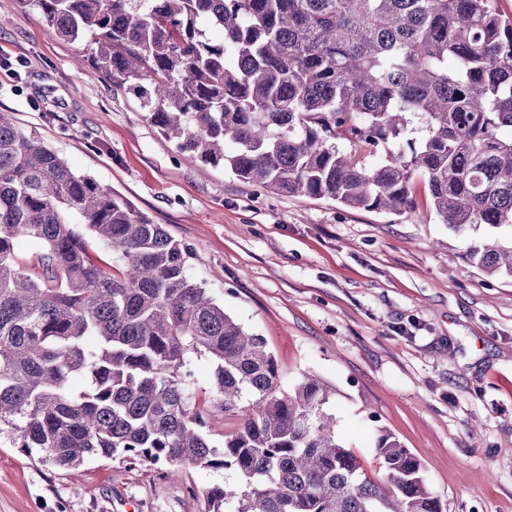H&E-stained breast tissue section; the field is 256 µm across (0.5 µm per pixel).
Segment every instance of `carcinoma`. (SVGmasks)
<instances>
[{
  "label": "carcinoma",
  "instance_id": "carcinoma-1",
  "mask_svg": "<svg viewBox=\"0 0 512 512\" xmlns=\"http://www.w3.org/2000/svg\"><path fill=\"white\" fill-rule=\"evenodd\" d=\"M18 2L49 35L84 45L81 61L133 93L190 160L394 215L416 209L419 178L455 232L512 230V135H501L512 16L499 0ZM23 241L42 246L28 264ZM466 256L512 275V241ZM188 259L162 225L0 113V433L54 467L98 457L174 475L234 470L239 483L209 488L205 512H446L421 460L383 427V474L368 477L336 436L333 387L304 373L285 391L265 339ZM202 356L207 406L186 370ZM215 411L237 420L220 447Z\"/></svg>",
  "mask_w": 512,
  "mask_h": 512
}]
</instances>
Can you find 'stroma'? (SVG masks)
I'll return each instance as SVG.
<instances>
[{
    "label": "stroma",
    "instance_id": "obj_1",
    "mask_svg": "<svg viewBox=\"0 0 512 512\" xmlns=\"http://www.w3.org/2000/svg\"><path fill=\"white\" fill-rule=\"evenodd\" d=\"M79 44L0 0V112L78 173L127 198L189 247V272L263 336L284 387L332 385L337 433L370 477L386 428L424 464L447 512H512V277L465 256L468 241L424 202L402 216L242 182L183 159L130 93ZM92 458L53 468L0 435V512H204L235 472Z\"/></svg>",
    "mask_w": 512,
    "mask_h": 512
}]
</instances>
